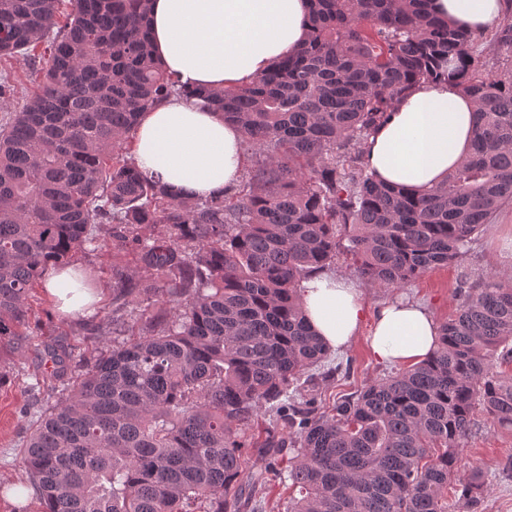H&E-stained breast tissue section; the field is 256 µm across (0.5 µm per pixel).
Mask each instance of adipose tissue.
I'll list each match as a JSON object with an SVG mask.
<instances>
[{"label": "adipose tissue", "mask_w": 512, "mask_h": 512, "mask_svg": "<svg viewBox=\"0 0 512 512\" xmlns=\"http://www.w3.org/2000/svg\"><path fill=\"white\" fill-rule=\"evenodd\" d=\"M152 48L181 84L236 86L294 53L308 29L307 0H150ZM434 10L462 27L487 31L502 0H433ZM473 101L445 84L417 88L363 145L380 181L424 189L440 184L469 153ZM241 133L212 110L173 97L145 112L132 155L143 175L178 194L209 196L236 184ZM69 272L51 270L46 290L56 309L73 317L94 312L99 296L72 287ZM301 301L326 346L346 348L364 320L361 292L344 275L323 273L302 284ZM439 326L419 304L394 300L375 317L370 349L380 363L421 361L437 347Z\"/></svg>", "instance_id": "obj_1"}]
</instances>
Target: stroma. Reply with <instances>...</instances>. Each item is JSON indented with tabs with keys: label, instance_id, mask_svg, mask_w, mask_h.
<instances>
[{
	"label": "stroma",
	"instance_id": "1",
	"mask_svg": "<svg viewBox=\"0 0 512 512\" xmlns=\"http://www.w3.org/2000/svg\"><path fill=\"white\" fill-rule=\"evenodd\" d=\"M512 240V206L501 209L488 224L478 241L465 256L454 263L440 265L404 288H374L358 281L366 310L365 320L355 340L346 349L328 356L316 367L314 391L319 398L333 401L359 389L366 381L391 375V366L377 362L370 351L368 337L378 309L394 299L421 303L437 322H445L459 306L457 287L464 277L478 278L489 272L512 271V253L506 245ZM83 269L105 298L95 313L87 318L59 313L43 287L32 290L29 298L28 331L34 332L32 346L24 354H16L13 346L0 345V485L25 484L24 497L0 494V512H17L38 508L37 494L28 487V473L22 463L23 444L33 419L55 405L58 390L42 389L39 398L26 390L29 375L45 371L39 349L44 345L67 347L74 358L92 357L111 348L112 333V251L105 248L88 255ZM464 455L457 477L466 480L472 469L486 476L483 512H512V473L501 470L502 463L512 457V430L480 422V429L464 441Z\"/></svg>",
	"mask_w": 512,
	"mask_h": 512
}]
</instances>
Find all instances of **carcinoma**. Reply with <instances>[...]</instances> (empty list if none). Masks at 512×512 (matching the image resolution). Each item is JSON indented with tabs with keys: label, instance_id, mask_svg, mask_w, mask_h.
I'll list each match as a JSON object with an SVG mask.
<instances>
[{
	"label": "carcinoma",
	"instance_id": "cac0c4a2",
	"mask_svg": "<svg viewBox=\"0 0 512 512\" xmlns=\"http://www.w3.org/2000/svg\"><path fill=\"white\" fill-rule=\"evenodd\" d=\"M62 2L0 0V56L33 60L37 85L0 123V343L49 268L104 243L112 348L72 370L44 348L53 369L28 390L52 379L62 396L23 452L41 512H241L273 477L290 481L286 512H448L477 414L512 430V374L494 372L512 363V273L460 281L430 357L330 406L301 392L328 348L298 290L341 255L378 288L463 257L512 204V65L487 71L482 33L430 0H309L294 55L245 85L187 88L151 52L148 0ZM495 42L512 54V0ZM436 82L476 104L470 152L435 188L376 180L363 142ZM172 94L240 129L238 184L177 197L136 168L130 135ZM263 410L287 434L258 445ZM485 484L477 468L460 484L467 512Z\"/></svg>",
	"mask_w": 512,
	"mask_h": 512
}]
</instances>
